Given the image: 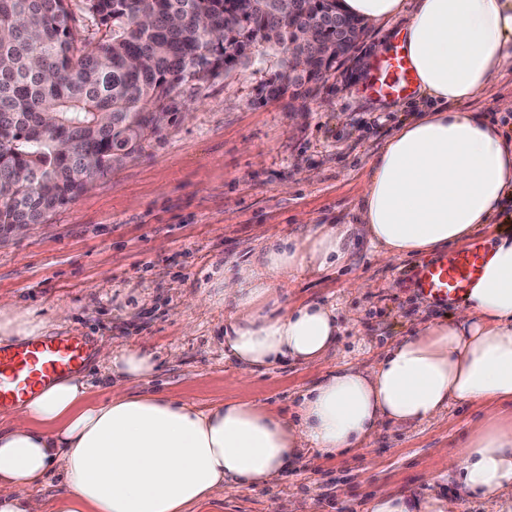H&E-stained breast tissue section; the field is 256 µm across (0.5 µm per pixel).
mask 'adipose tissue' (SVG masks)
<instances>
[{
  "instance_id": "1",
  "label": "adipose tissue",
  "mask_w": 512,
  "mask_h": 512,
  "mask_svg": "<svg viewBox=\"0 0 512 512\" xmlns=\"http://www.w3.org/2000/svg\"><path fill=\"white\" fill-rule=\"evenodd\" d=\"M368 22L410 17L401 43L430 108L402 123L371 164L356 225L323 224L270 243L261 260L224 276V354L243 374L298 362L320 367L340 327L333 307L266 312L278 276L346 261L353 230L389 260L465 241L512 198V135L460 103L512 64V0H341ZM110 394L85 375L54 380L0 426V512H42L31 496L60 482L56 512H187L224 485H263L310 448L340 458L383 423L410 426L453 404L512 401V232L498 230L480 278L454 315L418 325L377 364L336 366L302 394L295 419L253 402L206 409L132 395L156 362L137 346L103 347ZM463 490L512 512V422L485 418L448 459ZM451 496L382 490L369 512H457Z\"/></svg>"
}]
</instances>
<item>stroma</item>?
Segmentation results:
<instances>
[{"mask_svg": "<svg viewBox=\"0 0 512 512\" xmlns=\"http://www.w3.org/2000/svg\"><path fill=\"white\" fill-rule=\"evenodd\" d=\"M406 21L368 24L301 112L287 98L266 99L283 53L264 42L247 67L183 84L140 154L94 178L46 223L0 237V298L43 319L45 335L151 352L158 371L134 391L201 408L242 399L283 415L322 370L378 362L417 324L448 318L407 283L414 257L387 260L357 234L345 266L275 282L276 309L335 307L340 332L322 370L288 364L245 376L224 357L225 273L268 239L355 223L370 160L415 116L411 96L376 99L365 90L374 60ZM360 279L366 290L355 288ZM61 309L67 319H58ZM491 413L511 420L512 403L453 405L421 425H383L342 458L308 451L287 476L225 485L188 512H275L279 500L288 512H367L386 488L454 494L459 512H491L448 472L449 455Z\"/></svg>", "mask_w": 512, "mask_h": 512, "instance_id": "35a3bbf8", "label": "stroma"}]
</instances>
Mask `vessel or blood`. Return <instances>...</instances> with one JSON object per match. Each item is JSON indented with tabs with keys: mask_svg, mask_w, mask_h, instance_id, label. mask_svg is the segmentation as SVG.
I'll list each match as a JSON object with an SVG mask.
<instances>
[{
	"mask_svg": "<svg viewBox=\"0 0 512 512\" xmlns=\"http://www.w3.org/2000/svg\"><path fill=\"white\" fill-rule=\"evenodd\" d=\"M414 74L403 51L377 58L367 85L370 96L411 93ZM486 258L477 240L451 253L412 265L406 278L422 297L439 307L461 302L481 275ZM88 345L76 337L51 336L26 344L0 340V407L13 405L50 381L81 367Z\"/></svg>",
	"mask_w": 512,
	"mask_h": 512,
	"instance_id": "b4317fda",
	"label": "vessel or blood"
}]
</instances>
